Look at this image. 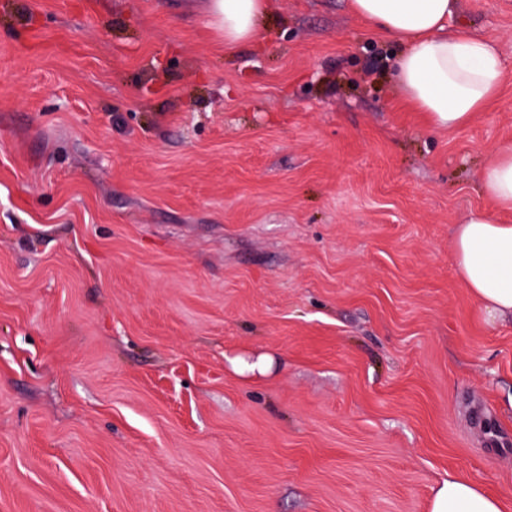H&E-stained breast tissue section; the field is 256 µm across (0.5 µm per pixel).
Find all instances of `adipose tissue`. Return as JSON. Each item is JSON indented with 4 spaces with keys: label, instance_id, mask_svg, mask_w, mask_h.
I'll list each match as a JSON object with an SVG mask.
<instances>
[{
    "label": "adipose tissue",
    "instance_id": "adipose-tissue-1",
    "mask_svg": "<svg viewBox=\"0 0 512 512\" xmlns=\"http://www.w3.org/2000/svg\"><path fill=\"white\" fill-rule=\"evenodd\" d=\"M271 0H204L224 49L254 40ZM351 12L400 47L392 78L430 129L465 126L500 89L505 62L488 41L451 31L459 0H349ZM482 195L512 211V145L499 147L477 173ZM457 273L484 320L512 318V224L471 214L454 228ZM428 512H505L503 500L451 477L435 488Z\"/></svg>",
    "mask_w": 512,
    "mask_h": 512
}]
</instances>
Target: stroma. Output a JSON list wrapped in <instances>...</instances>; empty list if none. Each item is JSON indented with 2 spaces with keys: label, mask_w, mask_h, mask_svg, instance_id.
Segmentation results:
<instances>
[{
  "label": "stroma",
  "mask_w": 512,
  "mask_h": 512,
  "mask_svg": "<svg viewBox=\"0 0 512 512\" xmlns=\"http://www.w3.org/2000/svg\"><path fill=\"white\" fill-rule=\"evenodd\" d=\"M200 4L0 0V512H512V321L450 248L512 0H459L507 70L449 132L347 0L230 53ZM503 500L476 483L448 477L437 485L429 501V512H505Z\"/></svg>",
  "instance_id": "1"
}]
</instances>
